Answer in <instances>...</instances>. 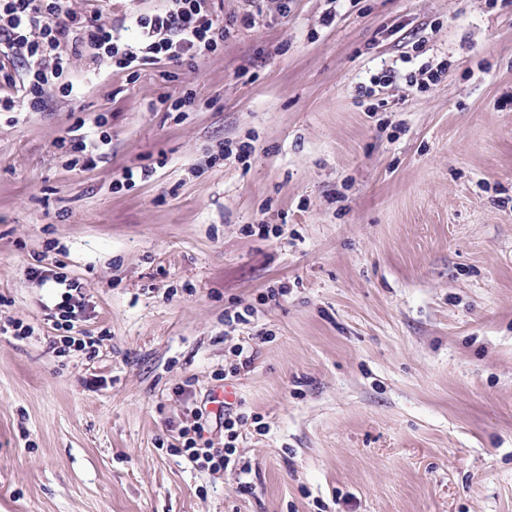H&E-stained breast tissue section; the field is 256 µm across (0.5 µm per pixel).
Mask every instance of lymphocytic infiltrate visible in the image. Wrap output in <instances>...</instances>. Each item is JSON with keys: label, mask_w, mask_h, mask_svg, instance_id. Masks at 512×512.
I'll list each match as a JSON object with an SVG mask.
<instances>
[{"label": "lymphocytic infiltrate", "mask_w": 512, "mask_h": 512, "mask_svg": "<svg viewBox=\"0 0 512 512\" xmlns=\"http://www.w3.org/2000/svg\"><path fill=\"white\" fill-rule=\"evenodd\" d=\"M213 5L214 0H163L129 23L106 25L97 16L72 11L70 0H0V78L13 88L0 95V112L39 110L46 88L52 86L61 97H70L79 87L70 73L75 56L88 54L107 61L113 70L135 73L162 61L181 63L216 52L227 31L214 17ZM18 57L24 71L16 76L8 64ZM106 124L98 118V135L76 131L62 139L70 166H94L98 142L108 139ZM245 420V414L225 407L223 447L203 444L202 426L193 425L180 431L175 453L211 471L236 466L235 442Z\"/></svg>", "instance_id": "obj_1"}]
</instances>
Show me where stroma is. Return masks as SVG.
I'll use <instances>...</instances> for the list:
<instances>
[{
    "instance_id": "35a3bbf8",
    "label": "stroma",
    "mask_w": 512,
    "mask_h": 512,
    "mask_svg": "<svg viewBox=\"0 0 512 512\" xmlns=\"http://www.w3.org/2000/svg\"><path fill=\"white\" fill-rule=\"evenodd\" d=\"M156 4L72 0L107 25ZM280 5L223 0L194 64L75 57L79 94L0 114V512H512V0ZM58 266L94 347L56 345ZM227 385L267 427L242 476L170 450L197 419L223 447ZM82 126L81 124L72 127L68 131L69 138H63L60 147L61 149L65 148V155L71 157L68 159L71 167L79 166L82 169H89L95 165L97 144L96 139L91 135L80 132Z\"/></svg>"
}]
</instances>
